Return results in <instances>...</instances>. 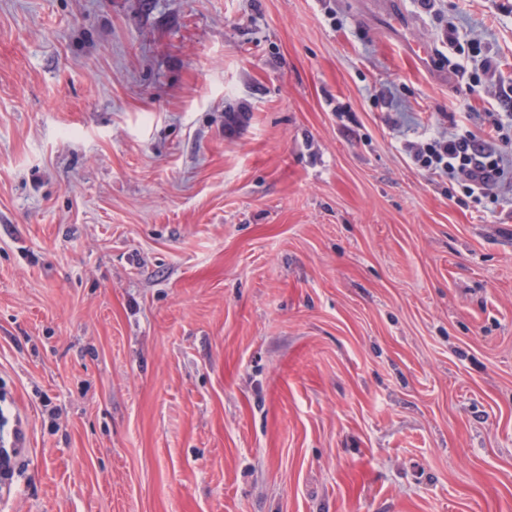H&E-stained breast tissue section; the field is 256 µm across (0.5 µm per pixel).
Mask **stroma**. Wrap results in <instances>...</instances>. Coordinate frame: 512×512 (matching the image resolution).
I'll use <instances>...</instances> for the list:
<instances>
[{
  "label": "stroma",
  "instance_id": "stroma-1",
  "mask_svg": "<svg viewBox=\"0 0 512 512\" xmlns=\"http://www.w3.org/2000/svg\"><path fill=\"white\" fill-rule=\"evenodd\" d=\"M436 7L0 0V512H512V210L412 157L512 0ZM14 448H0V490L2 492L4 486L7 490L11 485V481L15 475L20 471L22 462L20 458L22 456L23 448L20 445L23 442L24 436L22 430L19 428V421L13 428L12 431Z\"/></svg>",
  "mask_w": 512,
  "mask_h": 512
}]
</instances>
